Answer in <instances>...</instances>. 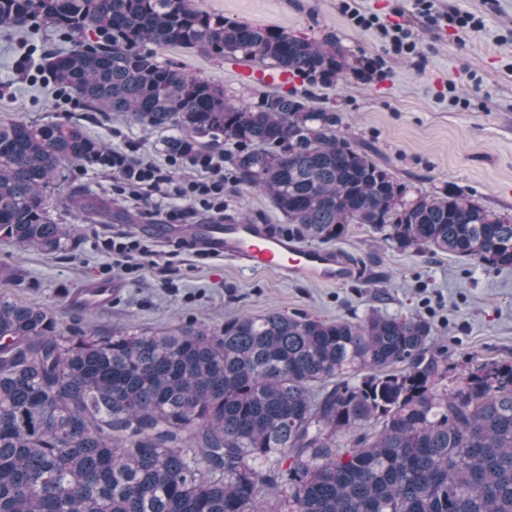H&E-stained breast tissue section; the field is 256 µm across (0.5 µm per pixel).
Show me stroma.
<instances>
[{
	"mask_svg": "<svg viewBox=\"0 0 512 512\" xmlns=\"http://www.w3.org/2000/svg\"><path fill=\"white\" fill-rule=\"evenodd\" d=\"M357 2L382 25L408 28L415 54L395 55L377 29L351 20L342 0H195L199 9L228 21L311 39L336 36L352 59L372 63L374 73L333 89L297 78L292 89L307 94L314 106L340 114L341 132L413 192L452 184L476 203L512 215V0H436L441 9L484 19V30L467 33L426 28L413 0ZM66 45L65 36L40 23L0 28V78L11 83L0 92V122L76 123L111 149L132 142L137 158L168 165L161 133L143 131L118 112L84 111L52 79L33 82L17 73L21 56L32 55L40 64L46 52ZM157 59L219 84L226 98L239 104H254L264 92L238 79L233 60L182 48L158 50ZM224 175L227 218L287 230V220L267 195L234 182L232 164H225ZM52 215L75 229L55 254L0 240V294L54 310L66 332L123 336L201 324L219 329L244 313L359 321L376 310L428 321L449 377L475 364L512 362L511 268L401 250L357 224L329 243L365 270L364 279L346 285L287 280L189 250L171 258L168 240L152 236L135 208L113 198L112 174L98 165L69 171ZM118 233L147 240L153 248L137 273L113 266L98 246L99 239ZM92 278L121 283L110 306L87 308L72 301L76 288Z\"/></svg>",
	"mask_w": 512,
	"mask_h": 512,
	"instance_id": "stroma-1",
	"label": "stroma"
}]
</instances>
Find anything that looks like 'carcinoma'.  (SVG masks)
Returning <instances> with one entry per match:
<instances>
[{
	"mask_svg": "<svg viewBox=\"0 0 512 512\" xmlns=\"http://www.w3.org/2000/svg\"><path fill=\"white\" fill-rule=\"evenodd\" d=\"M42 23L70 46L45 66L90 112L172 132L168 153L224 136L235 179L266 193L288 235L365 224L399 249L512 268V216L450 184L410 193L303 95L254 106L157 62L178 47L334 86L360 69L336 39L224 18L194 0H0V28ZM108 148L60 122L0 124V238L48 254L65 171ZM56 313L0 295V512H512V363L453 385L422 318L241 315L221 329L65 335ZM365 432L346 448L336 435Z\"/></svg>",
	"mask_w": 512,
	"mask_h": 512,
	"instance_id": "obj_1",
	"label": "carcinoma"
}]
</instances>
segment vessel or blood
I'll return each instance as SVG.
<instances>
[{"instance_id":"b4317fda","label":"vessel or blood","mask_w":512,"mask_h":512,"mask_svg":"<svg viewBox=\"0 0 512 512\" xmlns=\"http://www.w3.org/2000/svg\"><path fill=\"white\" fill-rule=\"evenodd\" d=\"M244 82L264 86L291 81V74L273 68L239 71ZM155 232L162 237L186 240L209 255L224 257L250 271H268L292 280L342 285L357 275L355 265L339 249L302 245L287 233L269 224L227 220L208 224H158ZM119 285L112 280L85 281L75 293L78 302L92 307L110 305Z\"/></svg>"}]
</instances>
